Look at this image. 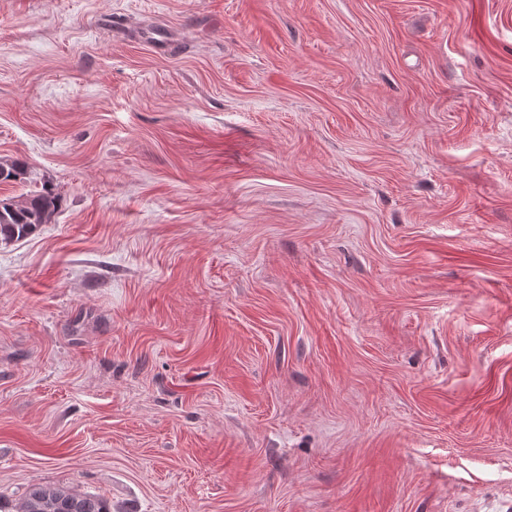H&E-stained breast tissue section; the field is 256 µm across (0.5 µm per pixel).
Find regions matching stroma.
Listing matches in <instances>:
<instances>
[{
  "label": "stroma",
  "instance_id": "obj_1",
  "mask_svg": "<svg viewBox=\"0 0 512 512\" xmlns=\"http://www.w3.org/2000/svg\"><path fill=\"white\" fill-rule=\"evenodd\" d=\"M0 498L512 512V0H0ZM59 207V197L51 185L26 196L0 199V246L28 238L40 224H49Z\"/></svg>",
  "mask_w": 512,
  "mask_h": 512
}]
</instances>
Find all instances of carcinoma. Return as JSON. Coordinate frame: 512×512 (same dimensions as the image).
Masks as SVG:
<instances>
[{
    "mask_svg": "<svg viewBox=\"0 0 512 512\" xmlns=\"http://www.w3.org/2000/svg\"><path fill=\"white\" fill-rule=\"evenodd\" d=\"M23 171V165L17 162H0V185L17 180ZM58 207L59 197L47 183L19 199H0V246L26 239L39 225L51 223ZM0 512H112V509L99 496L37 486L17 505L9 506L0 500Z\"/></svg>",
    "mask_w": 512,
    "mask_h": 512,
    "instance_id": "obj_1",
    "label": "carcinoma"
}]
</instances>
